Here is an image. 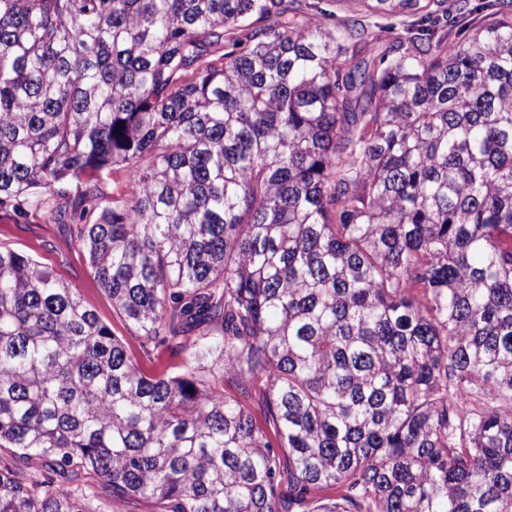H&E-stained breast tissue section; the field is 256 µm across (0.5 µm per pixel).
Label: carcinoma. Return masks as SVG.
Instances as JSON below:
<instances>
[{
	"mask_svg": "<svg viewBox=\"0 0 512 512\" xmlns=\"http://www.w3.org/2000/svg\"><path fill=\"white\" fill-rule=\"evenodd\" d=\"M356 2L424 26L368 57L311 0H0V210L193 366L0 247V512H95L84 471L165 512H512V11ZM0 246L32 256L52 269L70 288L75 289L110 332L128 343L134 360L144 372L149 374L167 364H181V357H165L163 366H159L156 360L152 363L142 352L123 316L112 308V299L93 276L88 254L77 241L75 233L70 236L58 224L45 218L24 220L15 216L11 210H1Z\"/></svg>",
	"mask_w": 512,
	"mask_h": 512,
	"instance_id": "1",
	"label": "carcinoma"
}]
</instances>
